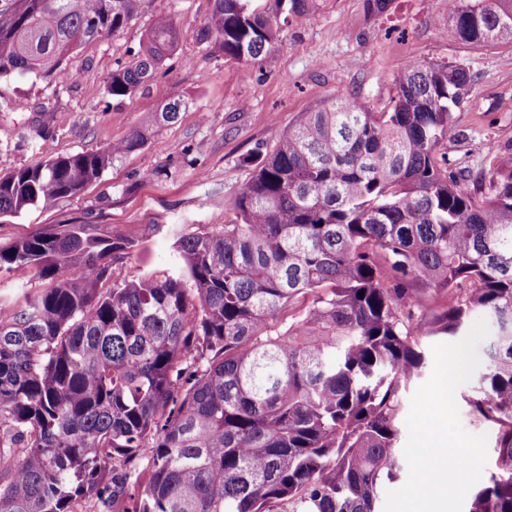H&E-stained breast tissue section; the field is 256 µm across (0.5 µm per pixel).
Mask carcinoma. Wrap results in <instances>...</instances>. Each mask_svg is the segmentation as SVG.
I'll use <instances>...</instances> for the list:
<instances>
[{"instance_id":"obj_1","label":"carcinoma","mask_w":512,"mask_h":512,"mask_svg":"<svg viewBox=\"0 0 512 512\" xmlns=\"http://www.w3.org/2000/svg\"><path fill=\"white\" fill-rule=\"evenodd\" d=\"M139 0H0V83L61 81L64 57L119 33ZM254 0H214L199 40L267 62L280 41ZM451 40L512 41V0H449ZM180 37L158 16L108 76L121 103ZM474 81L457 63L393 72L387 112L341 98L244 159L232 224L181 234L166 268L113 277L135 242L69 224L0 246V512H380L398 480L403 397L427 345L494 331L469 400L496 428L466 512H512V153L473 176L439 155ZM168 102L151 123H176ZM146 142L48 153L0 175V217L52 206ZM110 287H105L107 282ZM192 287H187V282ZM364 296H359V292ZM447 297L416 324L421 296ZM22 283L24 284V288H28L30 292L37 291L44 287L42 280L31 277L30 275H2V277L0 276V291L2 294L4 293L6 296L10 297L20 291L18 290V286Z\"/></svg>"}]
</instances>
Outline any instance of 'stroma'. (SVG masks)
<instances>
[{
  "label": "stroma",
  "instance_id": "obj_1",
  "mask_svg": "<svg viewBox=\"0 0 512 512\" xmlns=\"http://www.w3.org/2000/svg\"><path fill=\"white\" fill-rule=\"evenodd\" d=\"M212 8L213 0H141L118 35L70 55L71 80L19 78L0 86L25 105L0 112V174L42 160L37 129L54 153L71 155L126 139L171 100L186 104L178 122L151 130L143 147L80 194L0 218V245L86 224L102 236L117 231L134 239L116 277L164 268L175 232L232 223L226 203L251 177L243 159L268 151L273 129L343 97L384 110L393 69L412 59L462 62L475 75L443 146L452 169L474 175L488 168L490 149L512 152V43L477 48L450 40L443 33L446 0H391L379 15L368 13L364 0H315L310 11L286 15L277 51L254 67L225 59L216 42L197 40ZM161 14L180 30L176 49L135 94L113 102L108 74L132 61Z\"/></svg>",
  "mask_w": 512,
  "mask_h": 512
}]
</instances>
